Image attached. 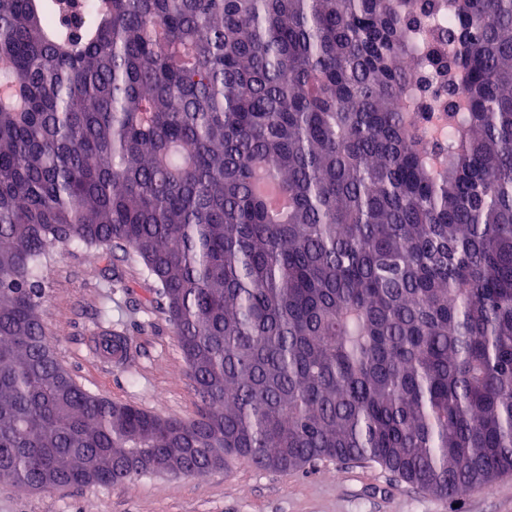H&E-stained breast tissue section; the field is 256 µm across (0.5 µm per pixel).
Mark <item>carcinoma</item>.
I'll list each match as a JSON object with an SVG mask.
<instances>
[{
	"instance_id": "1",
	"label": "carcinoma",
	"mask_w": 512,
	"mask_h": 512,
	"mask_svg": "<svg viewBox=\"0 0 512 512\" xmlns=\"http://www.w3.org/2000/svg\"><path fill=\"white\" fill-rule=\"evenodd\" d=\"M0 472L26 492L512 473V0H0ZM137 259L198 398L77 384L70 244ZM99 349L133 356L101 326Z\"/></svg>"
}]
</instances>
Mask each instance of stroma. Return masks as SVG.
Wrapping results in <instances>:
<instances>
[{
  "mask_svg": "<svg viewBox=\"0 0 512 512\" xmlns=\"http://www.w3.org/2000/svg\"><path fill=\"white\" fill-rule=\"evenodd\" d=\"M151 287L137 262L120 255L102 260L74 244L48 271L42 318L58 360L84 389L189 420L198 399L171 327L148 302ZM107 317L131 340L130 364L100 362L94 338ZM451 506L379 466L353 462L273 472L241 461L201 477L147 475L124 486L40 493L0 484V512H450ZM455 506L460 512H512V475L492 491L460 495Z\"/></svg>",
  "mask_w": 512,
  "mask_h": 512,
  "instance_id": "35a3bbf8",
  "label": "stroma"
}]
</instances>
